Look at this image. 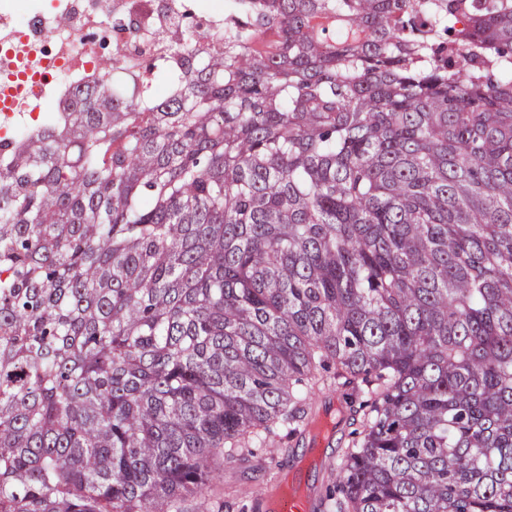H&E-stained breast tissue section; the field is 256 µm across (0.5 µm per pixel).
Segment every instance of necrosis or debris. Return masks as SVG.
<instances>
[{"instance_id":"obj_1","label":"necrosis or debris","mask_w":512,"mask_h":512,"mask_svg":"<svg viewBox=\"0 0 512 512\" xmlns=\"http://www.w3.org/2000/svg\"><path fill=\"white\" fill-rule=\"evenodd\" d=\"M199 14L205 43L224 38V17L233 0H181ZM167 0H0V127L14 139L28 134L43 108L65 111L76 89L99 74L102 57L126 73L148 56H168L166 43L147 38L148 17L168 16ZM136 19V31L113 28Z\"/></svg>"}]
</instances>
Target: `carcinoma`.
Listing matches in <instances>:
<instances>
[{
	"instance_id": "1",
	"label": "carcinoma",
	"mask_w": 512,
	"mask_h": 512,
	"mask_svg": "<svg viewBox=\"0 0 512 512\" xmlns=\"http://www.w3.org/2000/svg\"><path fill=\"white\" fill-rule=\"evenodd\" d=\"M200 27L0 142V512H188L341 378L323 512H512V0Z\"/></svg>"
}]
</instances>
